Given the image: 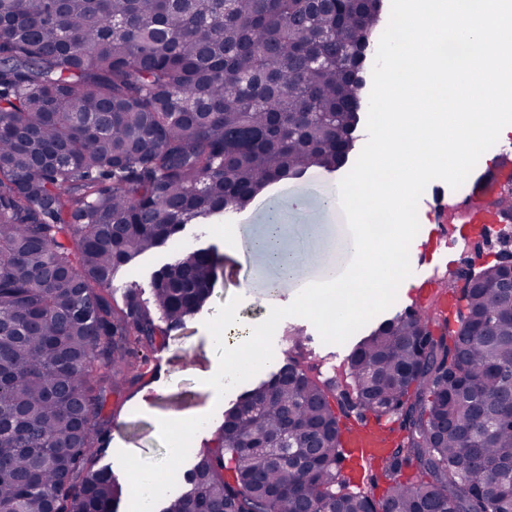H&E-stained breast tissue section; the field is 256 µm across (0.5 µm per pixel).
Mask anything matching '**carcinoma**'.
<instances>
[{
    "label": "carcinoma",
    "mask_w": 512,
    "mask_h": 512,
    "mask_svg": "<svg viewBox=\"0 0 512 512\" xmlns=\"http://www.w3.org/2000/svg\"><path fill=\"white\" fill-rule=\"evenodd\" d=\"M382 0H0V506L116 512L95 449L132 346L199 313L224 258L186 250L153 301L117 272L269 185L344 167ZM512 224V190L491 203ZM448 271L453 317L398 312L331 375L294 341L224 412L161 512H512V293ZM395 416L382 498L344 432ZM414 475L398 477L402 469Z\"/></svg>",
    "instance_id": "cac0c4a2"
}]
</instances>
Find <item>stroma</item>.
I'll return each instance as SVG.
<instances>
[{
	"label": "stroma",
	"instance_id": "1",
	"mask_svg": "<svg viewBox=\"0 0 512 512\" xmlns=\"http://www.w3.org/2000/svg\"><path fill=\"white\" fill-rule=\"evenodd\" d=\"M341 178L338 172L313 171L303 180L274 185L243 212L216 216L206 224L186 225L166 246L140 256L118 273L112 291L117 301L121 300L126 286L148 288L152 272L178 251L196 244L223 248L225 226H238L243 239L234 253L225 255L218 285L202 314L187 321L182 329L171 332L165 342L156 343L147 352V364L131 365L134 381L107 395L111 440L100 451L98 463L111 465L123 485L131 483L132 470L126 461L134 457L151 464L150 478L156 494L178 488L194 452L206 448L223 423L225 409L249 390L250 385L245 382L220 398L202 383L201 372L218 362L204 323L216 314L220 305L236 296L241 302L234 336L250 335L252 326L268 316L270 309L258 285L278 281L279 272L250 250L247 242L263 232L274 210L286 212L284 246L304 258L300 277L311 281L318 278L321 269L336 258L337 226L342 218L325 206L324 198L336 192ZM297 338L305 339V353L327 370L339 368L353 347L349 341L341 345L323 343L311 322L288 317L276 329L269 370L280 367ZM179 413L199 416L192 432L184 439L167 435L162 429L166 419Z\"/></svg>",
	"mask_w": 512,
	"mask_h": 512
}]
</instances>
